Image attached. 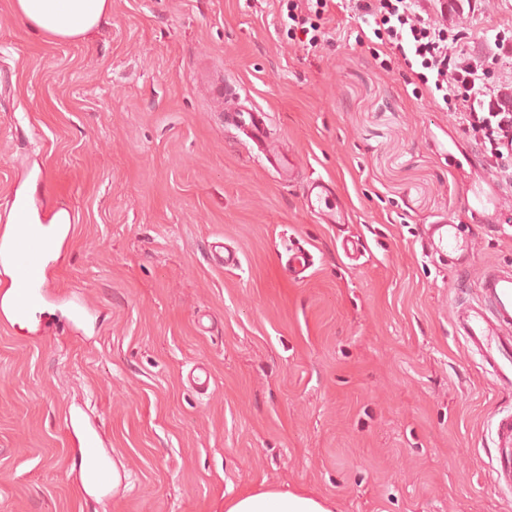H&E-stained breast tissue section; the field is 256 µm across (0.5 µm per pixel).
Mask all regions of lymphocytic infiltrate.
Wrapping results in <instances>:
<instances>
[{
	"label": "lymphocytic infiltrate",
	"mask_w": 512,
	"mask_h": 512,
	"mask_svg": "<svg viewBox=\"0 0 512 512\" xmlns=\"http://www.w3.org/2000/svg\"><path fill=\"white\" fill-rule=\"evenodd\" d=\"M328 10V0H288L289 40L316 47ZM346 10L372 23L382 54L408 83H421L439 110L459 112L464 133L483 147L486 166L512 181V112L501 110L494 94L486 111L477 110L478 71L449 44L447 25L420 10L417 0H348Z\"/></svg>",
	"instance_id": "f902f5d3"
}]
</instances>
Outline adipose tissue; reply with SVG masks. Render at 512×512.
Returning a JSON list of instances; mask_svg holds the SVG:
<instances>
[{
	"label": "adipose tissue",
	"instance_id": "obj_1",
	"mask_svg": "<svg viewBox=\"0 0 512 512\" xmlns=\"http://www.w3.org/2000/svg\"><path fill=\"white\" fill-rule=\"evenodd\" d=\"M14 13L51 41L75 40L108 18L112 0H12ZM224 512H335L333 503L305 491L256 488L225 499Z\"/></svg>",
	"mask_w": 512,
	"mask_h": 512
}]
</instances>
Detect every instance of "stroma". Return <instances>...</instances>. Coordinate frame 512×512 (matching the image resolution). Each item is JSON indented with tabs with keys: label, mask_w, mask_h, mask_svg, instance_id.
Segmentation results:
<instances>
[{
	"label": "stroma",
	"mask_w": 512,
	"mask_h": 512,
	"mask_svg": "<svg viewBox=\"0 0 512 512\" xmlns=\"http://www.w3.org/2000/svg\"><path fill=\"white\" fill-rule=\"evenodd\" d=\"M445 3L457 53L512 93V0ZM329 18L339 37L310 48L278 0H112L103 26L55 42L0 0V227L40 170L74 224L48 331L0 326V512H224L261 486L336 512H512L494 472L512 386L452 323L485 265L512 269V186L457 114L382 67L361 21ZM227 83L271 112L293 181L225 127ZM317 176L342 223L305 209ZM476 181L503 199L493 223L464 214ZM443 219L472 247L466 275L428 252ZM293 245L314 256L301 282L279 270ZM72 294L92 310L76 324ZM82 409L125 474L114 494L71 476Z\"/></svg>",
	"instance_id": "35a3bbf8"
}]
</instances>
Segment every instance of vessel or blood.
<instances>
[{"label": "vessel or blood", "instance_id": "1", "mask_svg": "<svg viewBox=\"0 0 512 512\" xmlns=\"http://www.w3.org/2000/svg\"><path fill=\"white\" fill-rule=\"evenodd\" d=\"M224 121L242 133L253 150L282 177L293 178L290 156L276 147L269 138L272 115L262 107L241 105L240 95L232 88L224 90ZM332 180L316 178L303 192L306 208L322 223H339L342 212L335 199ZM20 218L17 223L0 230V266L11 277L0 286V322H24L42 325L49 319L48 307L54 301L48 271L55 262L57 248L67 240L73 228L68 224H51L45 220V206L20 192L12 194ZM501 204L498 193L475 185L464 199L468 212L490 216ZM430 253L445 255L456 270H466L469 247L460 236V227L440 222L430 225L427 236ZM313 265L309 250L298 247L288 252L284 272L289 279L302 281ZM479 298L459 304L453 314V326L467 348L479 355L484 366L499 380L512 382V270L485 267L478 280ZM67 426L84 459L73 471L84 493L106 494L111 489L112 473L104 452L106 440L99 427L78 415L67 418ZM496 442L502 453L496 468L497 477L512 480V415L496 423Z\"/></svg>", "mask_w": 512, "mask_h": 512}]
</instances>
